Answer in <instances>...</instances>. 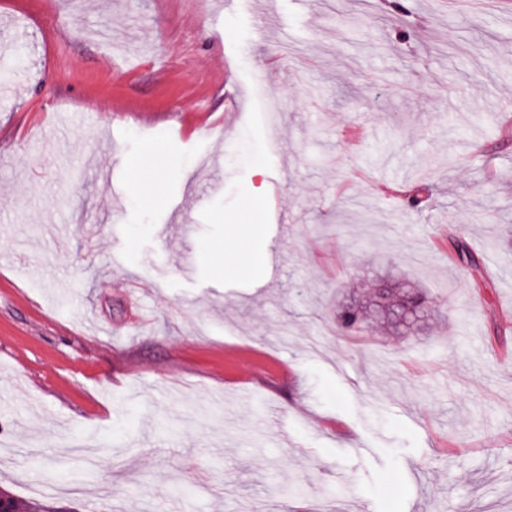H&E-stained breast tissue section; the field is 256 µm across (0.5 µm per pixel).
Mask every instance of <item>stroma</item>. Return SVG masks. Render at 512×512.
<instances>
[{
	"instance_id": "1",
	"label": "stroma",
	"mask_w": 512,
	"mask_h": 512,
	"mask_svg": "<svg viewBox=\"0 0 512 512\" xmlns=\"http://www.w3.org/2000/svg\"><path fill=\"white\" fill-rule=\"evenodd\" d=\"M385 2L0 0V487L512 512V0ZM387 280L413 328L338 338Z\"/></svg>"
}]
</instances>
